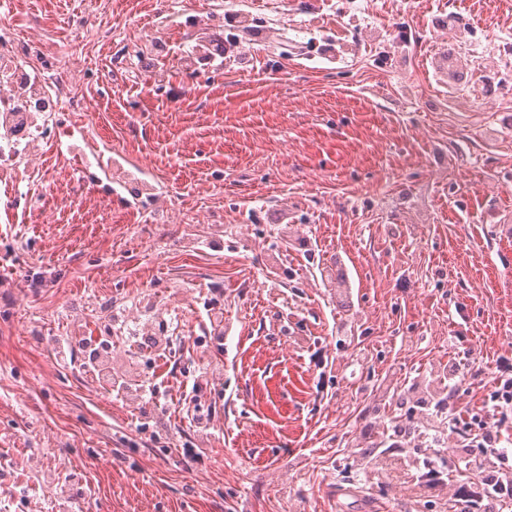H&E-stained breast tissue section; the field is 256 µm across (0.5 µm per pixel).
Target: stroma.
Returning <instances> with one entry per match:
<instances>
[{
	"label": "stroma",
	"instance_id": "stroma-1",
	"mask_svg": "<svg viewBox=\"0 0 512 512\" xmlns=\"http://www.w3.org/2000/svg\"><path fill=\"white\" fill-rule=\"evenodd\" d=\"M5 2L47 77L81 41L54 121L156 194L113 201L50 132L0 193V512H448L416 451L457 459L449 419L512 359V0ZM74 320L155 402L57 364ZM452 366L456 403H424Z\"/></svg>",
	"mask_w": 512,
	"mask_h": 512
}]
</instances>
